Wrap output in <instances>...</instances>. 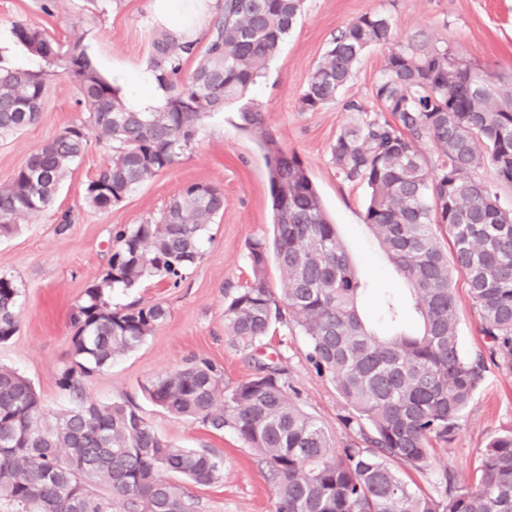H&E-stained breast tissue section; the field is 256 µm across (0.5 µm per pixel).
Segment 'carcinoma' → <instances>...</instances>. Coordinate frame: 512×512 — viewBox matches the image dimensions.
<instances>
[{
    "mask_svg": "<svg viewBox=\"0 0 512 512\" xmlns=\"http://www.w3.org/2000/svg\"><path fill=\"white\" fill-rule=\"evenodd\" d=\"M303 0H217L207 41L150 36L149 68L166 93L151 112L128 108L74 37L66 47L18 23L16 41L78 81L85 120L65 127L30 154L0 187V233L46 211L64 175L78 165L90 138L110 143L112 163L86 188L88 207L105 211L145 181L175 165L201 122L245 95L288 36ZM388 49L373 96L392 120L364 121L340 131L330 148L336 169L369 190L364 221L409 285L419 331L402 329L403 302L385 297L377 332L362 319L364 286L296 155L274 146L263 113L240 111L241 128L266 151L273 235L249 244L254 282L224 305L232 338L260 343L283 318L308 341V360L336 387L354 437L334 448L319 421L300 404L288 369L259 364L235 387L212 361L191 359L145 387L167 413L232 429L261 457L274 487L273 512H512V433L480 450L474 480L459 485L443 471V492L413 490L393 463L423 469L433 442L446 441L485 380L487 363L512 373V212L502 208L481 171L512 185V83L448 61V50L423 40L403 43L393 20L367 12L338 30L311 73L302 108L336 100L363 53ZM196 58L183 75L187 59ZM47 74L0 69V131L35 123ZM427 142L436 160L420 151ZM224 211L217 187L192 184L160 218L115 233L117 250L85 289L72 315L75 361L58 379L73 401L51 411L31 382L0 366V495L21 512H199L187 484L224 478V461L182 448L155 432L134 409L88 399L82 378L138 348L167 319L156 304L114 307L111 294L160 277L180 281L200 255L208 226ZM450 238L442 245L437 231ZM274 261L280 299L266 288ZM462 277L487 340L465 355L460 346L454 278ZM21 292L0 277V343L18 329Z\"/></svg>",
    "mask_w": 512,
    "mask_h": 512,
    "instance_id": "cac0c4a2",
    "label": "carcinoma"
}]
</instances>
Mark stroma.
<instances>
[{
	"label": "stroma",
	"instance_id": "stroma-1",
	"mask_svg": "<svg viewBox=\"0 0 512 512\" xmlns=\"http://www.w3.org/2000/svg\"><path fill=\"white\" fill-rule=\"evenodd\" d=\"M42 2L0 0V65L29 64V54L12 35L13 25L25 23L62 45L82 37L100 73L120 94H127L130 79L147 63L150 34L158 26L150 0H106L100 10L85 0H53L45 11ZM373 11L390 15L401 39L424 36L479 70L511 79L512 0H304L296 25L250 92L277 146L296 155L316 184L352 262L370 286L362 310L376 323L383 293L404 296L405 282L363 220L367 188L343 179L330 147L341 129L365 118L364 113L348 111L349 102L374 106L372 90L384 65V50L372 47L364 52L353 79L335 102L314 112L301 107L309 76L338 29ZM47 70L50 78L38 121L0 133V185L11 181L30 153L84 117L76 80L57 74L55 65ZM111 158L108 142L91 139L80 164L63 179L52 206L0 235V276L12 279L21 291L19 327L0 344V365L27 377L49 409L67 406L70 399L59 389L58 378L73 360L71 314L85 288L107 268L115 229L152 220L170 198L191 184L221 188L224 211L211 223L203 254L180 285L152 279L114 298L120 305L137 299L161 305L168 311L166 321L140 347L86 377L83 387L87 397L99 403H132L167 440L223 457V481L188 487L202 512H272L274 491L268 469L231 429L216 431L176 418L143 390L158 374L195 357L221 365L230 388L249 378L257 363L274 361L287 367L302 407L321 422L332 445L340 448L348 441L349 432L341 422L342 401L332 381L318 376L309 364L304 336L280 323L262 343L249 345L233 340L224 321L225 294L254 281L249 242L272 236L264 151L239 129L237 108L231 105L205 118L196 141L173 167L141 184L110 210L89 209L85 188ZM65 211L73 222L63 226L56 218ZM455 293L461 346L472 355L484 349L485 339L463 278H456ZM507 431H512V373L492 365L458 431L448 441L435 442L430 466L422 471L404 467L400 473L413 489L430 495L436 494L446 470L458 483H469L480 450L493 436Z\"/></svg>",
	"mask_w": 512,
	"mask_h": 512
}]
</instances>
